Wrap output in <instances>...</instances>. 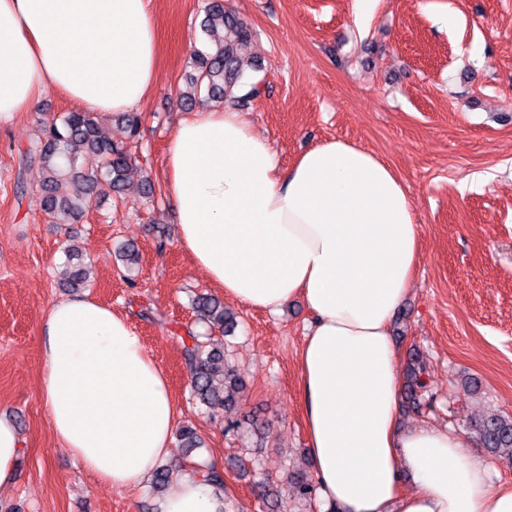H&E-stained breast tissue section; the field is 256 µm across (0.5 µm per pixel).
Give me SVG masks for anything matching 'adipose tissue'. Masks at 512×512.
Returning <instances> with one entry per match:
<instances>
[{
	"label": "adipose tissue",
	"mask_w": 512,
	"mask_h": 512,
	"mask_svg": "<svg viewBox=\"0 0 512 512\" xmlns=\"http://www.w3.org/2000/svg\"><path fill=\"white\" fill-rule=\"evenodd\" d=\"M158 66L149 0H0V119L39 111L51 86L93 112L132 111ZM165 167L180 245L225 297L271 313L299 297L310 312L297 364L319 499L336 512H512V487L489 482L471 437L398 427L390 326L421 240L386 161L335 138L285 168L239 113L203 104L180 120ZM40 333L41 399L61 448L100 482L147 480L177 410L130 320L69 297L47 305ZM228 508L187 473L161 512Z\"/></svg>",
	"instance_id": "adipose-tissue-1"
}]
</instances>
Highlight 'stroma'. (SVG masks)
I'll list each match as a JSON object with an SVG mask.
<instances>
[{
  "mask_svg": "<svg viewBox=\"0 0 512 512\" xmlns=\"http://www.w3.org/2000/svg\"><path fill=\"white\" fill-rule=\"evenodd\" d=\"M253 36L246 74L259 96L242 107L283 166L330 138L374 152L403 179L417 215L421 258L392 334L402 356L419 353L431 405L401 403L402 427L461 431L463 420L497 410L512 415V0H379L355 22L352 0H224ZM204 0H151L160 34L157 82L139 107L141 127L126 139L106 132L135 160L120 197L93 200L84 217L54 224L41 208L38 167L21 150L40 125L76 105L47 90L42 108L0 121V416L24 444L14 484L0 487V512H159L151 482L115 488L98 482L59 444L40 397V321L59 283L65 248L92 265L90 295L128 317L165 371L179 427L205 445L197 456L223 470L231 512H261L260 484L277 487L288 512H321L293 495L312 472L296 364L310 315L299 301L280 313L227 299L179 243L167 198L164 158L185 114L178 100L191 55L206 37ZM149 178L154 201L141 185ZM136 246L135 270L117 255ZM222 299L238 316L224 350L244 384L230 409L192 401L181 338L197 329L194 295ZM480 390H464L466 378ZM265 419L267 443L249 436L250 415Z\"/></svg>",
  "mask_w": 512,
  "mask_h": 512,
  "instance_id": "stroma-1",
  "label": "stroma"
}]
</instances>
